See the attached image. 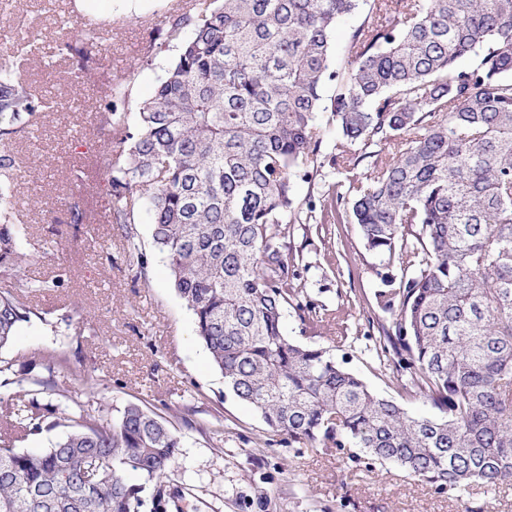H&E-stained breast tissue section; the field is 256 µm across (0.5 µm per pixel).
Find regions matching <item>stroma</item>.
I'll list each match as a JSON object with an SVG mask.
<instances>
[{"label":"stroma","mask_w":512,"mask_h":512,"mask_svg":"<svg viewBox=\"0 0 512 512\" xmlns=\"http://www.w3.org/2000/svg\"><path fill=\"white\" fill-rule=\"evenodd\" d=\"M194 0H9L0 13V63L11 56L19 22L31 23L41 54L24 64L21 80L52 95L33 135L0 141L21 173L14 192L16 221L28 230L20 274L45 281L26 293L32 314L0 351V447L46 448L60 435L56 405L80 404L108 424L131 402L144 404L180 433L181 454L167 479L184 491L178 512H512V490L440 491L395 465L347 470L332 448H314L271 432L260 414L233 397L208 351L193 335L192 315L173 290L157 254L149 222L113 224L101 181L102 150L111 135L99 124L106 95L103 71L132 73L127 112H137L176 57L168 40L171 16ZM111 38L98 61L99 76L76 79L75 61L58 55L59 43L77 41L88 24ZM322 167L297 181L299 199L316 205V223L294 224L288 252L304 268L298 287L316 308V320L284 312L285 333L325 348L375 392L409 413L436 415L408 384L394 353L384 351L393 317L378 309L381 259L365 249L359 227L334 223L330 198L336 172L335 126L322 127ZM85 214L71 223L63 198ZM61 286H52V279ZM97 381L95 391L83 385ZM36 394L48 409L49 428L24 435L8 430L16 397Z\"/></svg>","instance_id":"stroma-1"}]
</instances>
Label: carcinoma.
<instances>
[{
	"label": "carcinoma",
	"mask_w": 512,
	"mask_h": 512,
	"mask_svg": "<svg viewBox=\"0 0 512 512\" xmlns=\"http://www.w3.org/2000/svg\"><path fill=\"white\" fill-rule=\"evenodd\" d=\"M363 5L335 65L336 23ZM169 37L179 54L135 119L130 74L101 110L109 218L148 214L227 389L293 441L357 448L351 461L390 462L438 490L512 489V0H209ZM87 40L60 45L77 78L109 32ZM469 55L479 63L458 68ZM51 104L0 65V140ZM322 113L348 180L336 223L349 217L382 258L387 340L436 417L283 331L287 307L312 311L280 241L312 219L295 180L321 168ZM18 177L0 155V350L27 319L13 289L48 287L17 274ZM10 414L24 433L44 428L34 398ZM52 426L66 432L48 448L0 447V512H167L162 479L182 440L166 419L129 403L110 425L63 409Z\"/></svg>",
	"instance_id": "1"
}]
</instances>
